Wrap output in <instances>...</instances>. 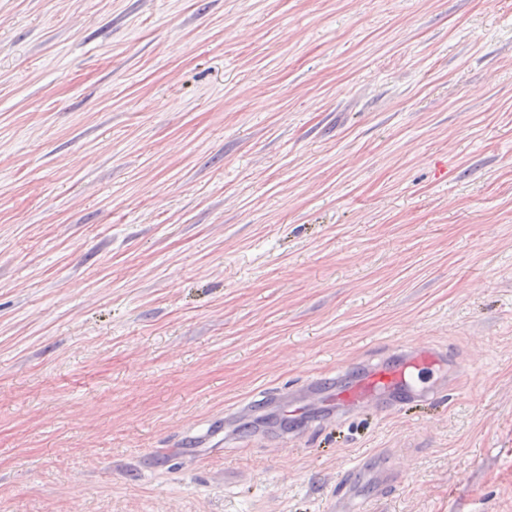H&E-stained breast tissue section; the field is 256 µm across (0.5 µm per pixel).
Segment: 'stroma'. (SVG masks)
<instances>
[{"mask_svg": "<svg viewBox=\"0 0 512 512\" xmlns=\"http://www.w3.org/2000/svg\"><path fill=\"white\" fill-rule=\"evenodd\" d=\"M415 342L477 391L289 440L269 392ZM353 465L512 512V0H0V512H322Z\"/></svg>", "mask_w": 512, "mask_h": 512, "instance_id": "1", "label": "stroma"}]
</instances>
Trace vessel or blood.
Wrapping results in <instances>:
<instances>
[{"label":"vessel or blood","mask_w":512,"mask_h":512,"mask_svg":"<svg viewBox=\"0 0 512 512\" xmlns=\"http://www.w3.org/2000/svg\"><path fill=\"white\" fill-rule=\"evenodd\" d=\"M453 366L443 351L420 343L402 346L359 372L348 382H332L313 375L300 393H276L275 399L290 416L307 421L311 412L322 411L340 422L373 410L384 414L423 400L444 396ZM366 501L352 478H345L328 496L325 512H365Z\"/></svg>","instance_id":"vessel-or-blood-1"}]
</instances>
